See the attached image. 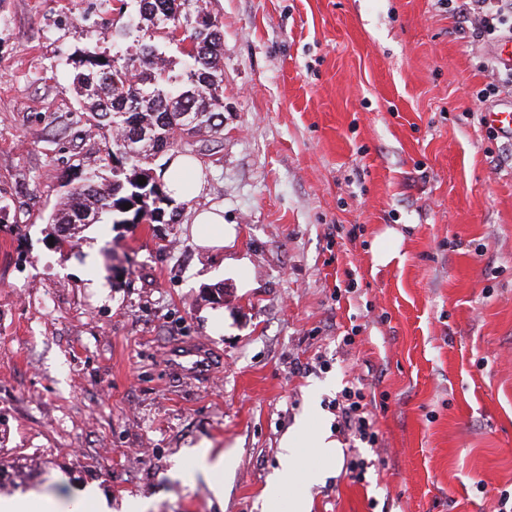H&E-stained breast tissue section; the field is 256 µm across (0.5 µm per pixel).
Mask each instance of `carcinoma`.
<instances>
[{"label":"carcinoma","mask_w":512,"mask_h":512,"mask_svg":"<svg viewBox=\"0 0 512 512\" xmlns=\"http://www.w3.org/2000/svg\"><path fill=\"white\" fill-rule=\"evenodd\" d=\"M188 0H137L133 22L110 36L116 50H86L71 61L79 102L112 138L105 162L57 203L47 225L56 248H73L95 224H175L180 212L152 162L169 151L201 149L224 129V34ZM174 45L175 62L155 40ZM192 112L195 124L185 123ZM143 183H138V180ZM132 208L124 209L125 204Z\"/></svg>","instance_id":"obj_1"}]
</instances>
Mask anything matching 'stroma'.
Masks as SVG:
<instances>
[{
	"label": "stroma",
	"mask_w": 512,
	"mask_h": 512,
	"mask_svg": "<svg viewBox=\"0 0 512 512\" xmlns=\"http://www.w3.org/2000/svg\"><path fill=\"white\" fill-rule=\"evenodd\" d=\"M197 3L224 32L206 189L179 223L95 225L62 251L47 218L112 143L66 61L136 5H0V482L289 512L266 498L281 441L335 433L355 379L382 435L361 454L386 466L355 483L344 439L325 466L299 438L298 468L326 471L311 512H491L512 494V142L481 122L512 93L475 98L491 42L460 39L443 0ZM210 206L236 230L221 249L194 241ZM384 236L399 256L378 265ZM190 345L207 376L174 370Z\"/></svg>",
	"instance_id": "35a3bbf8"
}]
</instances>
